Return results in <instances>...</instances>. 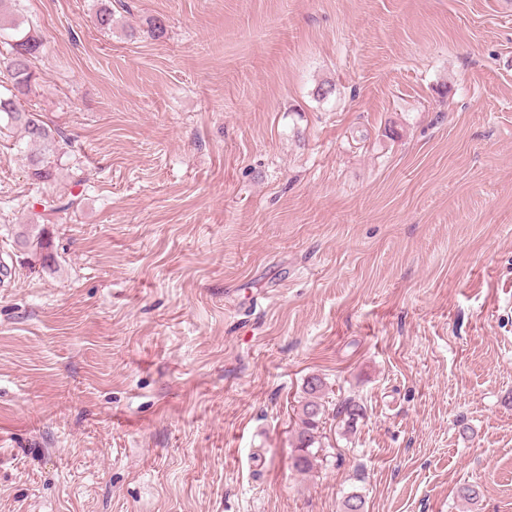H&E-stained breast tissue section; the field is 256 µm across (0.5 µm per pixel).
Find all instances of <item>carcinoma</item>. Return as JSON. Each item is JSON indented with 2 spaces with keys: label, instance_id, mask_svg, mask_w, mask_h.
I'll return each instance as SVG.
<instances>
[{
  "label": "carcinoma",
  "instance_id": "carcinoma-1",
  "mask_svg": "<svg viewBox=\"0 0 512 512\" xmlns=\"http://www.w3.org/2000/svg\"><path fill=\"white\" fill-rule=\"evenodd\" d=\"M17 0H0V55H5L11 88L8 93L0 94V134L11 128H18L26 143L37 146L36 151L27 155L30 178L44 183L53 177L55 158L58 155L62 132L42 119L41 114L25 108L23 98L32 92L35 73L31 68L32 60L43 48L42 39L32 30L22 27V23L11 18L12 4ZM49 215L65 213L77 204L73 195H57L40 201ZM18 245L27 252L37 255L48 248L41 233L27 229L17 233ZM325 383L318 375L308 377L303 384L304 401L299 409L301 426L297 433L294 469L299 473L312 470L317 461L314 452L318 443V431L324 416L322 392ZM362 415V407L353 400L344 401L336 411L347 430H354Z\"/></svg>",
  "mask_w": 512,
  "mask_h": 512
}]
</instances>
